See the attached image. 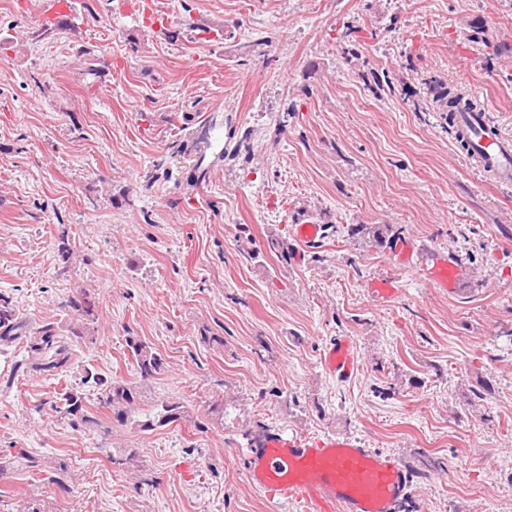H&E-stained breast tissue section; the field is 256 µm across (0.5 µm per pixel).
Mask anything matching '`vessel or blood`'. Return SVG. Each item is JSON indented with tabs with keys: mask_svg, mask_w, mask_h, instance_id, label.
<instances>
[{
	"mask_svg": "<svg viewBox=\"0 0 512 512\" xmlns=\"http://www.w3.org/2000/svg\"><path fill=\"white\" fill-rule=\"evenodd\" d=\"M449 128L455 139L467 142L469 160L498 184L512 186V139L491 126L486 113L458 115ZM421 273L448 294L464 279L463 269L442 253L433 254ZM322 364L333 377L350 378L355 357L349 339L330 342ZM240 464L250 483L264 489L269 499L298 504L301 512H397L410 489L405 464L351 437L302 439L269 432L253 440Z\"/></svg>",
	"mask_w": 512,
	"mask_h": 512,
	"instance_id": "vessel-or-blood-1",
	"label": "vessel or blood"
}]
</instances>
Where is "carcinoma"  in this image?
I'll return each instance as SVG.
<instances>
[{
	"mask_svg": "<svg viewBox=\"0 0 512 512\" xmlns=\"http://www.w3.org/2000/svg\"><path fill=\"white\" fill-rule=\"evenodd\" d=\"M440 110L452 111L462 109L479 112L481 108L470 99L449 90L442 93L438 100ZM390 228L381 229L370 224H355L350 227L349 235L364 237L366 235L380 246L393 245L396 235L388 234ZM61 268L59 274L64 275L76 260L67 234L59 237L57 245ZM66 307L76 316L75 322L68 329L69 338L59 334L57 323L46 320L37 328L27 331L22 318L9 297L0 294V345H9L16 341H24V352L21 359L14 364V371L24 376L37 374H53L66 371L71 361L73 342L79 343L88 337V326L98 320L95 300L84 290L66 302ZM126 346L135 360L137 372L143 381H148L161 372L164 360L146 342L136 337H128ZM83 384L96 389L98 404L124 416L136 404L138 391L135 387L122 380H107L91 372L86 373ZM50 409L77 431L91 432L100 427L97 416L85 405V396L81 393L67 392L59 400L50 402ZM184 406L179 402H167L161 405L159 413L139 422L142 431H150L158 426H165L183 418Z\"/></svg>",
	"mask_w": 512,
	"mask_h": 512,
	"instance_id": "cac0c4a2",
	"label": "carcinoma"
}]
</instances>
